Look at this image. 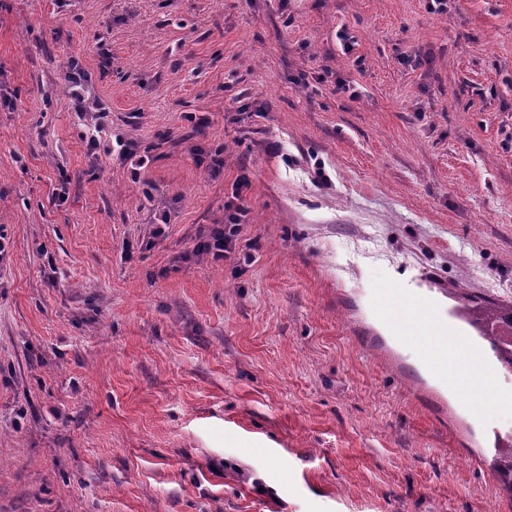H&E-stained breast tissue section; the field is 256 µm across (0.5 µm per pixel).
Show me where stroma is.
Returning a JSON list of instances; mask_svg holds the SVG:
<instances>
[{"label": "stroma", "mask_w": 512, "mask_h": 512, "mask_svg": "<svg viewBox=\"0 0 512 512\" xmlns=\"http://www.w3.org/2000/svg\"><path fill=\"white\" fill-rule=\"evenodd\" d=\"M0 231V512H512L374 307L512 306V0H0ZM246 214L247 212L242 206L236 205L234 213L229 218V223L233 225L229 228L228 233H226V230L224 231L223 227H216L211 232L210 239L204 244L203 248L207 253L212 254L215 260H221L225 257L224 252L228 251L227 246L232 241V237L235 236L239 224L245 223Z\"/></svg>", "instance_id": "stroma-1"}]
</instances>
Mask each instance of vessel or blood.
<instances>
[{"mask_svg": "<svg viewBox=\"0 0 512 512\" xmlns=\"http://www.w3.org/2000/svg\"><path fill=\"white\" fill-rule=\"evenodd\" d=\"M376 309L398 332L421 326L419 356L432 378L458 395L478 394L488 410L512 411V391L500 387L483 349L463 337L449 344L452 330L433 296L394 283L378 290Z\"/></svg>", "mask_w": 512, "mask_h": 512, "instance_id": "1", "label": "vessel or blood"}]
</instances>
